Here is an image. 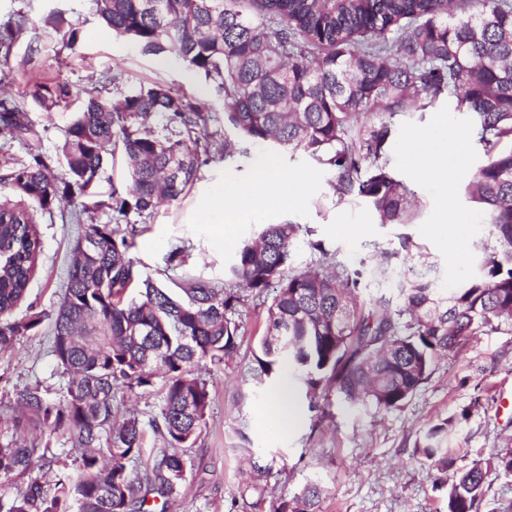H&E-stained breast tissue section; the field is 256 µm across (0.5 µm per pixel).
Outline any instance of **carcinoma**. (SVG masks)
Masks as SVG:
<instances>
[{
    "mask_svg": "<svg viewBox=\"0 0 512 512\" xmlns=\"http://www.w3.org/2000/svg\"><path fill=\"white\" fill-rule=\"evenodd\" d=\"M95 14L142 53L175 56L204 78L222 104L224 125L251 144L302 153L328 167L341 199H364L382 224H412L417 194L385 159L396 121L448 100L469 114L486 160L465 195L487 224L490 253L477 273L454 288L421 274L395 298L365 301V271L338 264L290 268L300 227L266 224L243 244L220 288L190 278L179 292L143 277L120 228L130 212L146 219L163 201L187 195L204 160L196 150L210 136L212 112L155 83L106 97L59 78L34 77L29 97L42 111L63 112L75 100L58 148L66 173L30 151L7 157L0 182V353L51 318L49 353L66 384L48 397L40 384L19 396L13 430L35 424L80 450L73 472L53 483L28 480L0 492V512H140L149 495L165 500L185 480L210 407L196 370L219 365L240 346L235 319L244 293L275 287L266 326L253 353V377L276 381L291 368L292 391L330 416V391L350 407L400 410L432 376L439 359L471 337L512 325V0H93ZM75 49L81 32L60 14L46 19ZM23 18L0 34L8 59ZM378 115L370 126L367 113ZM0 130L27 145L38 137L25 105L0 99ZM122 150L129 165L123 189L101 197L102 174ZM91 199L71 214L86 224L70 250L62 297L50 316L24 303L40 239L36 226L65 199ZM107 216L100 222L96 214ZM159 398L148 419L121 412L119 393ZM323 404H318V401ZM457 419L416 436L412 455L448 485V512H479L489 478L512 475V448L456 466ZM160 446L145 448L147 437ZM240 452L257 477L271 466L255 460L245 436ZM51 440L0 434V476L21 479L52 463ZM326 495L316 481L283 495L273 512H320Z\"/></svg>",
    "mask_w": 512,
    "mask_h": 512,
    "instance_id": "carcinoma-1",
    "label": "carcinoma"
}]
</instances>
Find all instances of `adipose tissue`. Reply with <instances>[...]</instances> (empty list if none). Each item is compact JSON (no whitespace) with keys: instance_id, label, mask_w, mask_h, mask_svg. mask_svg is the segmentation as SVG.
I'll return each instance as SVG.
<instances>
[{"instance_id":"1","label":"adipose tissue","mask_w":512,"mask_h":512,"mask_svg":"<svg viewBox=\"0 0 512 512\" xmlns=\"http://www.w3.org/2000/svg\"><path fill=\"white\" fill-rule=\"evenodd\" d=\"M432 131H423L412 142L408 158L412 166L420 168L430 180L444 182L448 179V154L433 148ZM311 180L310 173L287 174L273 163L261 160L255 167V185L252 190L244 191L234 183H226L220 190L204 199L200 212L204 215L221 216L222 223L217 226L218 236L229 233V225L237 223L245 212L265 210L283 187H291L294 193H303Z\"/></svg>"}]
</instances>
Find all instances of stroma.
I'll use <instances>...</instances> for the list:
<instances>
[{
    "mask_svg": "<svg viewBox=\"0 0 512 512\" xmlns=\"http://www.w3.org/2000/svg\"><path fill=\"white\" fill-rule=\"evenodd\" d=\"M54 12L81 29L75 50L63 48L60 36L48 27ZM24 16L27 24L15 40L0 93L22 98L28 78L56 76L74 88L91 86L113 70H121L120 86H106L105 95L159 82L187 93L214 113L215 131H223L221 104L204 79L179 60L143 54L132 41L112 34L98 19L91 0H0V24ZM29 117L40 133L33 147L48 157L57 175L65 169L57 148L70 120L69 113L52 114L30 108ZM434 129L437 141L448 148V180L425 178L407 162L410 138ZM468 114L447 105L401 117L389 142L387 161L397 177L419 198V216L412 224L379 223L363 200H339L333 175L311 158L283 152L272 158L284 172L311 173L302 194L282 193L267 209L243 214L227 243L197 209L198 204L227 182L249 188L255 163L264 151L234 139L230 152L211 146L199 179L190 193L159 206L148 221L129 214L139 225L130 255L144 276L169 286L191 275L224 285L239 245L257 237L261 225L292 222L300 225L291 268L300 271L317 264L313 242L347 266L376 265L382 251L398 250L401 237H411L420 254H402L361 291L364 299L393 297L411 272L424 274L439 287L472 275L483 258L486 225L468 202L465 186L484 160L481 145L469 136ZM453 216L455 229L444 224ZM41 252L29 285L27 303L53 313L65 278L68 255L80 227L69 212L54 211L37 226ZM185 247L183 262L173 261L176 247ZM269 296L246 297L240 309L242 342L232 362L201 367L211 394L207 426L188 457L187 481L175 501L151 502L152 512H271L280 494L297 492L306 481L320 480L327 489L321 512H447L446 488H435L427 468L412 456L413 442L424 428L470 408L460 420L454 444L462 456L485 457L495 448L512 447V328L485 331L460 354L438 361L430 379L401 410L378 413L350 411L333 404V416L321 419L307 401H292L294 423L282 429L269 415L278 389L252 378V352L265 329ZM47 330L25 337L13 353L0 355V431L12 429L16 398L25 387L41 384L58 397L64 379L49 352ZM247 396L236 404L237 393ZM246 434L260 462H273L275 471L264 483V495L249 488L238 450L239 434Z\"/></svg>",
    "mask_w": 512,
    "mask_h": 512,
    "instance_id": "1",
    "label": "stroma"
}]
</instances>
